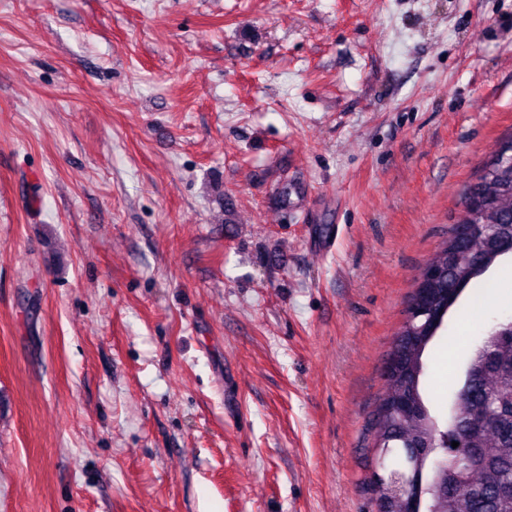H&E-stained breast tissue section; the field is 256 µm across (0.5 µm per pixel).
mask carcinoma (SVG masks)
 Returning a JSON list of instances; mask_svg holds the SVG:
<instances>
[{
	"label": "carcinoma",
	"mask_w": 512,
	"mask_h": 512,
	"mask_svg": "<svg viewBox=\"0 0 512 512\" xmlns=\"http://www.w3.org/2000/svg\"><path fill=\"white\" fill-rule=\"evenodd\" d=\"M485 160L460 195L463 210L427 260L408 296L388 358L387 388L369 418L373 453L399 466L370 472L364 492L376 512H512V321L497 324L469 358L446 415L436 413L424 379L450 310L468 288L512 253V168ZM457 447H452V442Z\"/></svg>",
	"instance_id": "1"
}]
</instances>
